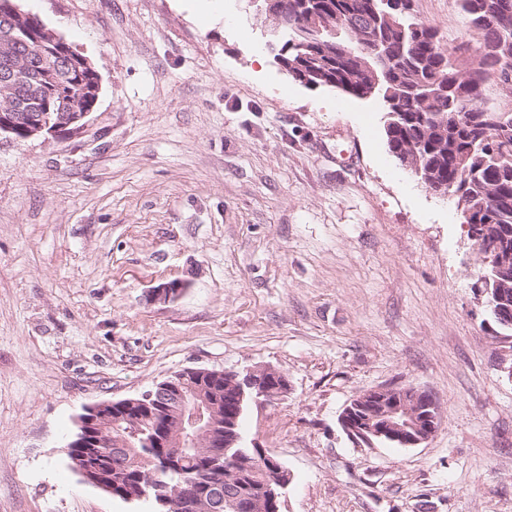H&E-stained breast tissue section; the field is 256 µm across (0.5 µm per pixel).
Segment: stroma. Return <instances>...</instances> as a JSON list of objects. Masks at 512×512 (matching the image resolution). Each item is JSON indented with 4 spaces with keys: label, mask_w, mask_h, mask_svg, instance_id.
<instances>
[{
    "label": "stroma",
    "mask_w": 512,
    "mask_h": 512,
    "mask_svg": "<svg viewBox=\"0 0 512 512\" xmlns=\"http://www.w3.org/2000/svg\"><path fill=\"white\" fill-rule=\"evenodd\" d=\"M98 71L72 140H0V512H150L64 450L84 406L187 368L271 367L241 445L283 463L281 512H512V379L456 199L388 150L381 105L275 64L249 0H19ZM477 40L457 0H414ZM185 282L157 302L161 284ZM430 392L426 443L340 415Z\"/></svg>",
    "instance_id": "1"
}]
</instances>
